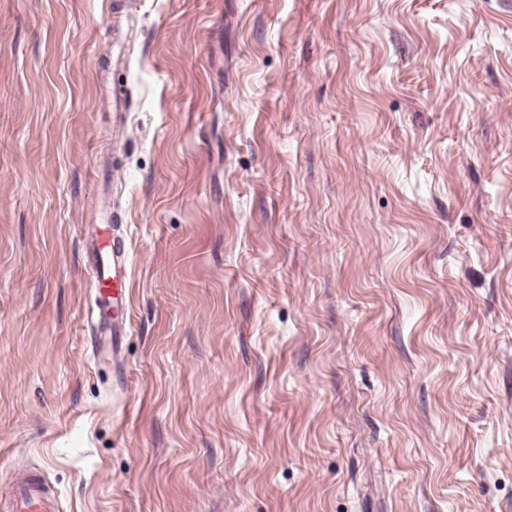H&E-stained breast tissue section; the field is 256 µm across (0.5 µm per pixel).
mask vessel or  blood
I'll return each mask as SVG.
<instances>
[{
    "instance_id": "vessel-or-blood-1",
    "label": "vessel or blood",
    "mask_w": 512,
    "mask_h": 512,
    "mask_svg": "<svg viewBox=\"0 0 512 512\" xmlns=\"http://www.w3.org/2000/svg\"><path fill=\"white\" fill-rule=\"evenodd\" d=\"M100 106L112 110L113 123H123L127 109V92L123 87L101 85ZM108 211H101L99 228L88 240L93 266L95 305L86 316L90 329L112 337L113 351H120L119 340L131 326L129 278L131 259L123 245L113 240ZM8 499L10 512H60V501L46 481L28 475L13 482Z\"/></svg>"
}]
</instances>
